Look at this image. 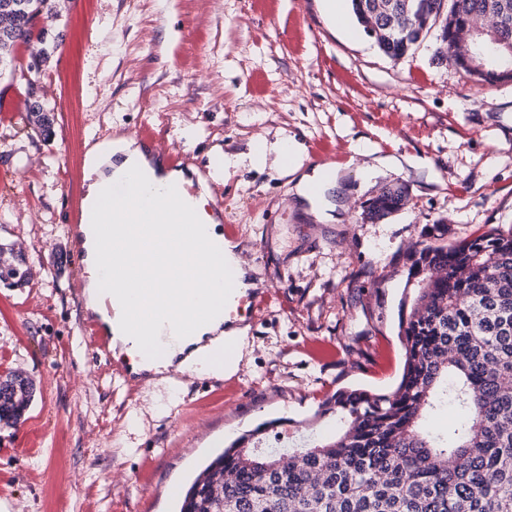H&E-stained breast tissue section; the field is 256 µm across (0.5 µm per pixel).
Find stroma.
<instances>
[{"label": "stroma", "mask_w": 512, "mask_h": 512, "mask_svg": "<svg viewBox=\"0 0 512 512\" xmlns=\"http://www.w3.org/2000/svg\"><path fill=\"white\" fill-rule=\"evenodd\" d=\"M40 16L48 58L19 47L0 97L29 82L55 115L43 138L25 107L0 112V241L28 258L27 284L0 287V376L34 387L23 419L0 424V512H177L224 446L287 421L288 448L335 435L338 390L391 394L409 297V248L448 228L456 243L512 229V81L482 86L441 64L435 37L393 61L363 30L335 26L323 0H55ZM148 129L206 178L236 225L248 289L225 330L245 328L235 373L170 370L172 385L127 384L80 327L83 290L65 227L84 194L85 142ZM292 136L345 172L341 223L304 215L279 165L224 158ZM369 143L398 170L364 179ZM402 186L408 205L362 222L364 203Z\"/></svg>", "instance_id": "obj_1"}]
</instances>
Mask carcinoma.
I'll return each mask as SVG.
<instances>
[{
    "instance_id": "obj_1",
    "label": "carcinoma",
    "mask_w": 512,
    "mask_h": 512,
    "mask_svg": "<svg viewBox=\"0 0 512 512\" xmlns=\"http://www.w3.org/2000/svg\"><path fill=\"white\" fill-rule=\"evenodd\" d=\"M0 16V58L16 61L52 0H20ZM356 20L378 12L370 34L388 58H401L429 34L426 20L386 10L384 0H350ZM454 68L473 80L479 71L472 29L491 19L485 38L512 60V0H431ZM408 203L401 187L382 189L367 204L384 217ZM419 242L408 279L416 280L399 335L404 368L389 395L336 393L322 413H338L346 429L306 450L265 451L261 426L216 456L186 490L179 512H512V231L493 229L458 244ZM448 405L465 414L449 440L427 418Z\"/></svg>"
}]
</instances>
